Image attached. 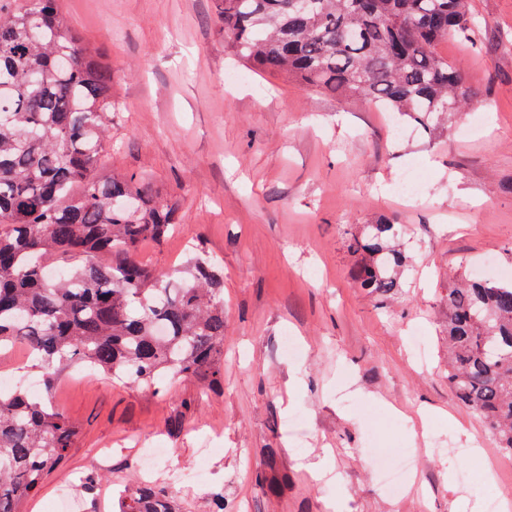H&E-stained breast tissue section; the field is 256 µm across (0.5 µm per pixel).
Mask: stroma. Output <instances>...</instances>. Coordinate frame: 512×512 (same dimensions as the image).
I'll use <instances>...</instances> for the list:
<instances>
[{
  "label": "stroma",
  "instance_id": "1",
  "mask_svg": "<svg viewBox=\"0 0 512 512\" xmlns=\"http://www.w3.org/2000/svg\"><path fill=\"white\" fill-rule=\"evenodd\" d=\"M469 4V39L436 51L473 96L424 126L253 72L224 36V0H60L112 76L104 171L178 203L174 230L144 240L140 260L169 272L198 246L224 266L223 377L152 390L63 372L53 402L79 435L19 512H56L65 485L79 512H117L146 485L178 512H491L476 463L512 494V455L448 386L450 277L512 275V0ZM415 167L426 182L410 203L395 185ZM383 220L406 264L378 298L356 287L348 241ZM286 335L305 359L282 351ZM158 443L167 458L145 474ZM415 448L413 474L389 491L385 461ZM172 466L206 475L176 486Z\"/></svg>",
  "mask_w": 512,
  "mask_h": 512
}]
</instances>
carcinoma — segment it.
I'll return each instance as SVG.
<instances>
[{
  "label": "carcinoma",
  "instance_id": "1",
  "mask_svg": "<svg viewBox=\"0 0 512 512\" xmlns=\"http://www.w3.org/2000/svg\"><path fill=\"white\" fill-rule=\"evenodd\" d=\"M467 0H224V35L262 71L427 124L469 91L436 53L472 28ZM112 79L63 19L59 0H0V347L23 343L43 393H0V512H18L74 444L51 401L73 363L150 385L170 372L219 374L224 271L192 259L182 286L136 258L160 241L175 204L143 181L102 175ZM395 225L369 224L349 248L353 281L386 297L405 258ZM448 385L512 453V283L464 277L448 288ZM120 512H175L143 491Z\"/></svg>",
  "mask_w": 512,
  "mask_h": 512
}]
</instances>
